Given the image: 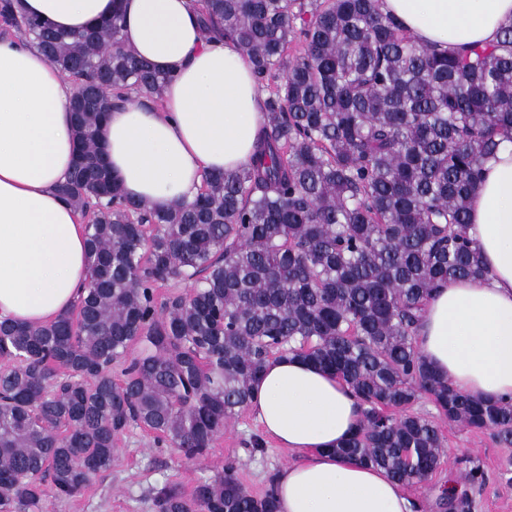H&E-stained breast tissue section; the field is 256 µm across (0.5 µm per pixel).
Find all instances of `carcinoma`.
<instances>
[{
  "label": "carcinoma",
  "instance_id": "carcinoma-1",
  "mask_svg": "<svg viewBox=\"0 0 512 512\" xmlns=\"http://www.w3.org/2000/svg\"><path fill=\"white\" fill-rule=\"evenodd\" d=\"M207 34L251 58L267 122L251 163L208 173L194 200L167 208L122 196L99 144L116 101L158 97L169 77L122 38L119 14L65 35L0 19L93 100H72L76 158L63 197L86 216L89 288L46 325L0 322V512H42L45 480L67 499L112 468L134 427L203 455L248 406L266 364L292 355L336 372L363 418L338 446L402 485L440 467V417L512 443V401L460 392L419 356V313L439 282L477 279L469 200L512 140V21L496 43L443 54L380 0H200ZM304 43L290 54L291 44ZM190 281L162 303L156 284ZM126 363L123 379L112 364ZM155 512H276L229 467Z\"/></svg>",
  "mask_w": 512,
  "mask_h": 512
}]
</instances>
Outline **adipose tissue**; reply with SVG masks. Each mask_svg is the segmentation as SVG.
Listing matches in <instances>:
<instances>
[{"instance_id": "obj_1", "label": "adipose tissue", "mask_w": 512, "mask_h": 512, "mask_svg": "<svg viewBox=\"0 0 512 512\" xmlns=\"http://www.w3.org/2000/svg\"><path fill=\"white\" fill-rule=\"evenodd\" d=\"M18 11L75 34L120 12L123 40L172 74L160 106L113 107L101 147L122 195L156 207L192 201L205 174L249 164L266 94L234 41L204 35L199 0H18ZM423 43L459 52L496 41L512 0H381ZM73 83L25 37L0 38V321L49 323L88 282L86 231L59 187L76 141ZM470 235L487 273L438 286L417 328L421 357L458 390L512 398V144L489 161L470 201ZM249 408L265 434L299 453L274 477L277 512H413L383 468L340 457L358 400L336 375L303 359L270 361Z\"/></svg>"}]
</instances>
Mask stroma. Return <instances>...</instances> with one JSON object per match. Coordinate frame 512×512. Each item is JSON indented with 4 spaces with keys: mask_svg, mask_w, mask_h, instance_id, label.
Instances as JSON below:
<instances>
[{
    "mask_svg": "<svg viewBox=\"0 0 512 512\" xmlns=\"http://www.w3.org/2000/svg\"><path fill=\"white\" fill-rule=\"evenodd\" d=\"M413 410L438 420L446 457L428 481L405 488L417 502L419 512H454L440 504L443 489L452 487L467 493V512H512V482L503 476L512 465V445L499 443L488 431L439 421L428 398H420ZM257 441L262 443L263 452H254ZM116 446L117 458L110 471L94 478L75 498L59 500L46 494L44 512H154L152 499L158 488L176 484L192 490L198 481L223 472L229 464L251 493L261 495L274 474L298 457L297 452L279 447L264 436L259 422L247 409L226 424L223 434L201 457L188 458L178 449L157 447L153 433L138 428L120 436ZM468 460L479 465L482 482L469 481L464 466Z\"/></svg>",
    "mask_w": 512,
    "mask_h": 512,
    "instance_id": "obj_1",
    "label": "stroma"
}]
</instances>
